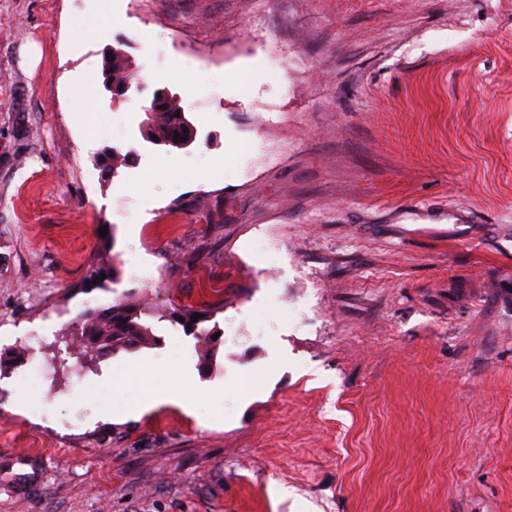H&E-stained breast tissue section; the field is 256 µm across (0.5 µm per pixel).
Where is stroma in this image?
Returning a JSON list of instances; mask_svg holds the SVG:
<instances>
[{"label":"stroma","mask_w":512,"mask_h":512,"mask_svg":"<svg viewBox=\"0 0 512 512\" xmlns=\"http://www.w3.org/2000/svg\"><path fill=\"white\" fill-rule=\"evenodd\" d=\"M118 44L189 148L104 94ZM132 294L223 301L212 364L168 321L69 354ZM13 352L0 512H512V0H0ZM158 94H161V97H158ZM178 98L176 93H173L169 88L163 87L155 89L151 95V97L145 99L143 103L140 105L139 112L144 113V118L139 123V130L142 134V137L145 140H149L147 136L148 123L147 117L153 115L152 126L150 127L149 135L154 134L157 136V142L171 143L174 144L175 134H178V139L184 137L189 140L183 145L178 147L171 146L168 144H158V143H150L155 147H167V148H175V149H186L190 147L196 140L197 137V127L192 121V129L193 132L189 129L187 123L189 121L188 113L186 111L180 112L183 108L181 105V101H173L165 106V108L160 112L161 107L172 99ZM176 113H179V116H176ZM187 129L188 133H183V130ZM152 138V137H151ZM177 139V140H178ZM101 273L106 274L104 280L100 279ZM115 273L116 271L112 263L105 260L104 256L97 255L88 266L85 285L86 287L90 286V288H103L106 281L115 279Z\"/></svg>","instance_id":"35a3bbf8"}]
</instances>
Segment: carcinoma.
<instances>
[{"label": "carcinoma", "instance_id": "1", "mask_svg": "<svg viewBox=\"0 0 512 512\" xmlns=\"http://www.w3.org/2000/svg\"><path fill=\"white\" fill-rule=\"evenodd\" d=\"M108 70L113 82L120 85L128 80H137V75L129 71L126 59L120 55L112 58ZM188 115L183 112L179 101H173L165 108L154 113L150 133L157 136V141L174 143V137H183L187 140L193 137V132H184L188 128ZM129 154H120L116 151L108 152L101 158V167L108 176H115L118 170L129 162ZM106 274V280L115 279V268L104 256L94 257L88 266L85 285L92 288H101L104 281L100 275ZM214 310L208 308L196 309L193 307L167 308L157 303L145 302L141 299H118L107 308H89L85 310L77 321V325L67 332L71 336L69 349L79 359L95 360L107 356L117 350H135L157 343L152 331L150 320H168L172 323L184 319L181 326L186 333L200 336L205 340V346L200 352V365L206 366L213 359L217 350L218 341L202 324L213 317ZM200 315L193 322L191 317Z\"/></svg>", "mask_w": 512, "mask_h": 512}]
</instances>
